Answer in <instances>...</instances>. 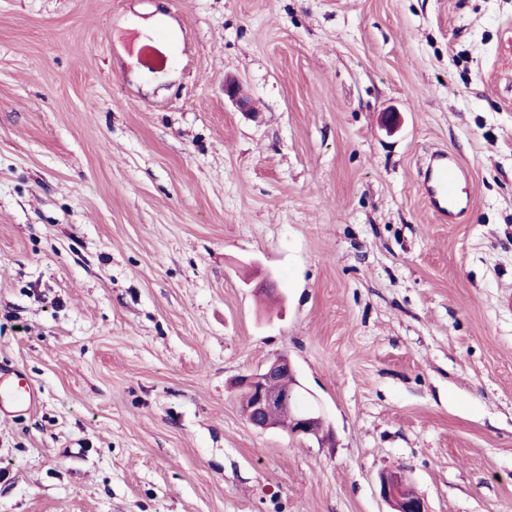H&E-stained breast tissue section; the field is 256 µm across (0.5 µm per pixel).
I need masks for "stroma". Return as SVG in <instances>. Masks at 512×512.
<instances>
[{
  "label": "stroma",
  "mask_w": 512,
  "mask_h": 512,
  "mask_svg": "<svg viewBox=\"0 0 512 512\" xmlns=\"http://www.w3.org/2000/svg\"><path fill=\"white\" fill-rule=\"evenodd\" d=\"M509 293L512 0H0V512H512ZM463 176L464 170L458 161L442 150L434 152L425 169L420 171L429 205L443 221H451L464 209L455 190ZM290 376L294 377L293 368L284 355L270 360L257 372L243 376L240 380L243 416L255 428H279L293 438L320 443L328 435L324 415L310 401L308 408L296 409L290 392H281H287L288 385H292L293 380H288ZM273 385L280 391L271 388ZM274 412L279 418L273 416ZM38 390L17 368L0 365V416L26 413L35 405ZM378 493L384 501L393 506L394 512H429L424 499L407 489L393 474L380 475Z\"/></svg>",
  "instance_id": "stroma-1"
}]
</instances>
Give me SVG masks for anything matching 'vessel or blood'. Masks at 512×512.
<instances>
[{"label": "vessel or blood", "instance_id": "1", "mask_svg": "<svg viewBox=\"0 0 512 512\" xmlns=\"http://www.w3.org/2000/svg\"><path fill=\"white\" fill-rule=\"evenodd\" d=\"M463 175L458 161L442 150L434 152L420 173L429 205L441 220H452L463 210L456 193V186ZM37 397L36 387L23 372L9 365H0V416L13 417L28 412Z\"/></svg>", "mask_w": 512, "mask_h": 512}]
</instances>
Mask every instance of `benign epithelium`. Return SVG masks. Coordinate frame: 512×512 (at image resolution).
I'll return each instance as SVG.
<instances>
[{
    "mask_svg": "<svg viewBox=\"0 0 512 512\" xmlns=\"http://www.w3.org/2000/svg\"><path fill=\"white\" fill-rule=\"evenodd\" d=\"M287 375L292 376L294 372L290 360L283 355L267 362L257 372L243 376L240 380L243 416L255 428H279L293 438L322 442L327 437L322 411L312 404L299 410L291 394L273 388ZM378 493L393 506L394 512H429L424 499L407 489L393 474L380 475Z\"/></svg>",
    "mask_w": 512,
    "mask_h": 512,
    "instance_id": "obj_1",
    "label": "benign epithelium"
}]
</instances>
